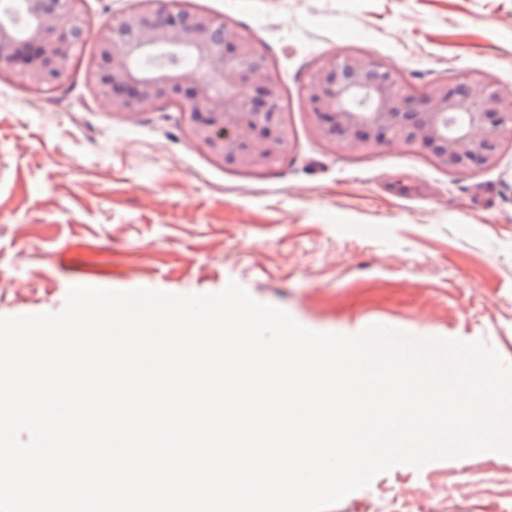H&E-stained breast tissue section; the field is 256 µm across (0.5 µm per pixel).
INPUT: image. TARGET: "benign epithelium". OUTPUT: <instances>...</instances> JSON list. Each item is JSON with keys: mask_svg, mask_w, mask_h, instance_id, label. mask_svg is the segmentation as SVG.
Returning a JSON list of instances; mask_svg holds the SVG:
<instances>
[{"mask_svg": "<svg viewBox=\"0 0 512 512\" xmlns=\"http://www.w3.org/2000/svg\"><path fill=\"white\" fill-rule=\"evenodd\" d=\"M85 0H21L24 30L0 19V77L42 90L61 84L81 41L96 57L87 78L102 102L127 116L162 102L184 108L193 143L221 164L262 171L292 149L280 81L238 27L186 8L143 3L96 27ZM315 137L341 155L403 146L438 167L470 173L495 166L512 148V94L472 73L415 96L402 71L359 51L318 62L305 88Z\"/></svg>", "mask_w": 512, "mask_h": 512, "instance_id": "benign-epithelium-1", "label": "benign epithelium"}]
</instances>
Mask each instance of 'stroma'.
Segmentation results:
<instances>
[{"label": "stroma", "mask_w": 512, "mask_h": 512, "mask_svg": "<svg viewBox=\"0 0 512 512\" xmlns=\"http://www.w3.org/2000/svg\"><path fill=\"white\" fill-rule=\"evenodd\" d=\"M267 55L293 149L247 173L187 136L179 108L133 118L86 79H0V316L58 312L70 287L221 291L301 325L378 324L481 340L512 362V150L474 174L390 146L342 157L311 134L303 87L323 56L365 52L418 88L481 72L512 92V0H190ZM329 512H512V456L398 465Z\"/></svg>", "instance_id": "stroma-1"}]
</instances>
